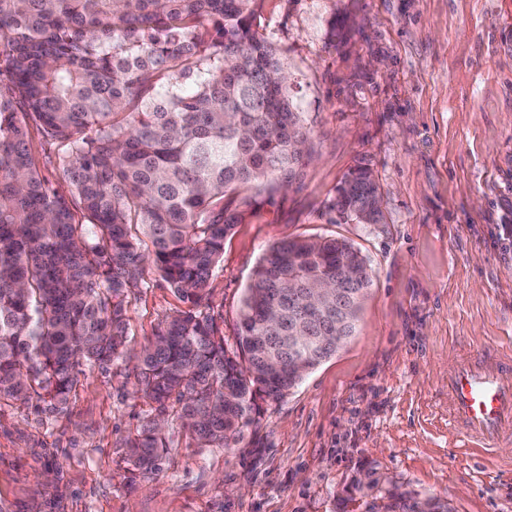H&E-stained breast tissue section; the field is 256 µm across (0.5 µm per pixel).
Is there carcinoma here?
Masks as SVG:
<instances>
[{"mask_svg":"<svg viewBox=\"0 0 512 512\" xmlns=\"http://www.w3.org/2000/svg\"><path fill=\"white\" fill-rule=\"evenodd\" d=\"M264 0H0V401L67 411L76 368L120 359L124 302L146 267L188 304L165 316L139 357L151 417L127 438L137 469L159 468L169 410L200 448H237L256 396L284 398L337 348L299 340L357 330L372 283L341 269L345 239L273 245L245 288L236 348L201 310L224 239L267 180L281 187L314 151L280 51L256 36ZM56 148L69 185L39 173L29 127ZM378 185L358 168L331 209L382 223ZM339 300L322 307L310 287ZM388 493L387 512H413Z\"/></svg>","mask_w":512,"mask_h":512,"instance_id":"1","label":"carcinoma"}]
</instances>
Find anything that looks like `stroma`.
<instances>
[{
  "label": "stroma",
  "mask_w": 512,
  "mask_h": 512,
  "mask_svg": "<svg viewBox=\"0 0 512 512\" xmlns=\"http://www.w3.org/2000/svg\"><path fill=\"white\" fill-rule=\"evenodd\" d=\"M253 29L282 53L315 155L243 212L208 310L234 344L268 249L340 238L373 278L355 336L259 401L240 447H197L173 409L159 470H137L124 442L152 415L138 357L184 307L146 270L125 300L124 355L80 365L65 414L0 402V512H366L394 487L453 512H512V440L459 453L444 383L464 351L512 348V247L498 241L512 239V0H264ZM359 167L382 223L330 209Z\"/></svg>",
  "instance_id": "35a3bbf8"
}]
</instances>
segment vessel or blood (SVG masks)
Listing matches in <instances>:
<instances>
[{"instance_id": "b4317fda", "label": "vessel or blood", "mask_w": 512, "mask_h": 512, "mask_svg": "<svg viewBox=\"0 0 512 512\" xmlns=\"http://www.w3.org/2000/svg\"><path fill=\"white\" fill-rule=\"evenodd\" d=\"M447 385L448 426L461 436L464 451L490 452L512 431V358L467 352L449 372Z\"/></svg>"}]
</instances>
